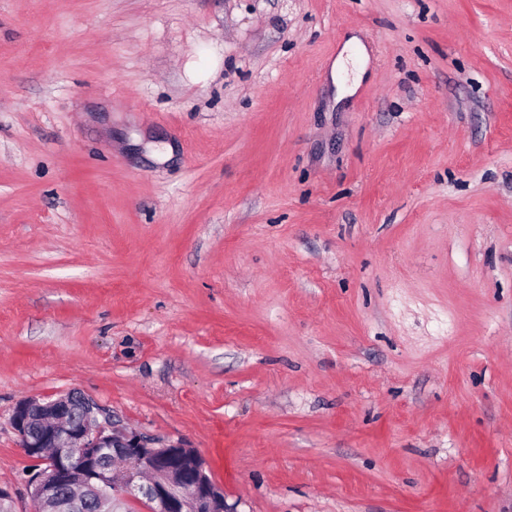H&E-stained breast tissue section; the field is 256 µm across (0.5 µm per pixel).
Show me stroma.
Returning <instances> with one entry per match:
<instances>
[{"label":"stroma","mask_w":512,"mask_h":512,"mask_svg":"<svg viewBox=\"0 0 512 512\" xmlns=\"http://www.w3.org/2000/svg\"><path fill=\"white\" fill-rule=\"evenodd\" d=\"M74 389L228 512H512V0H0L15 512ZM344 51L345 50L340 52V54L332 64L330 71L332 81L336 85H338L343 74L348 75L349 65H351L352 69L355 70L356 73L352 85L348 87L345 91L340 92L337 96V100L343 99L345 95L350 94L354 90V88L361 81L366 70V65L363 60L362 54H359L357 57H355V59H353L351 55H345Z\"/></svg>","instance_id":"stroma-1"}]
</instances>
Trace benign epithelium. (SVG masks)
Instances as JSON below:
<instances>
[{"mask_svg": "<svg viewBox=\"0 0 512 512\" xmlns=\"http://www.w3.org/2000/svg\"><path fill=\"white\" fill-rule=\"evenodd\" d=\"M24 453L43 468L28 474L39 501L58 498L65 512H81L87 492L98 512H114L125 499H141L154 512H227L224 491L208 478L197 452L130 430L112 411L70 391L55 399L26 398L12 416ZM125 459L129 470H114L103 459Z\"/></svg>", "mask_w": 512, "mask_h": 512, "instance_id": "obj_1", "label": "benign epithelium"}]
</instances>
